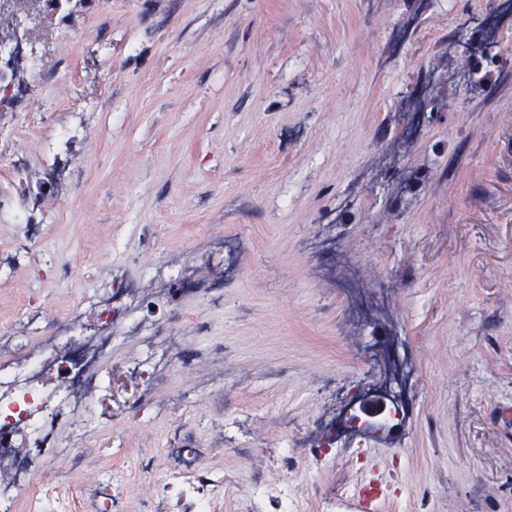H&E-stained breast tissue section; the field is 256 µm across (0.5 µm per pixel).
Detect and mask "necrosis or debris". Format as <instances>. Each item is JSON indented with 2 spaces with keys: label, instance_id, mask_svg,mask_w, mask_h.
Returning a JSON list of instances; mask_svg holds the SVG:
<instances>
[{
  "label": "necrosis or debris",
  "instance_id": "4bbe7bcc",
  "mask_svg": "<svg viewBox=\"0 0 512 512\" xmlns=\"http://www.w3.org/2000/svg\"><path fill=\"white\" fill-rule=\"evenodd\" d=\"M183 264L182 253H165L136 284L111 273L63 316L10 330L0 348V460L10 462L0 473V512H14L23 497L38 512L36 490L65 481L80 464V457L62 452L59 436L106 392L114 329L146 331L165 343L159 358H133L130 372L140 380V393L129 415L140 419L171 408L184 345L174 298L213 286L185 279ZM155 486L163 496L188 491L195 512H212L224 489L220 477L202 466L168 473Z\"/></svg>",
  "mask_w": 512,
  "mask_h": 512
}]
</instances>
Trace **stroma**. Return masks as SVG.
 Wrapping results in <instances>:
<instances>
[{"label": "stroma", "mask_w": 512, "mask_h": 512, "mask_svg": "<svg viewBox=\"0 0 512 512\" xmlns=\"http://www.w3.org/2000/svg\"><path fill=\"white\" fill-rule=\"evenodd\" d=\"M503 0H43L0 10L23 96L0 109V318L56 316L110 271L181 250L215 276L209 239L242 262L179 310L195 397L134 422L127 361L79 446L94 471L44 492L48 512H188L141 474L224 475L213 512L258 485L298 512H512V10ZM482 58L493 87L459 81ZM21 159V169L12 160ZM350 207L342 223L332 213ZM155 232L145 248L142 227ZM405 357L409 411L390 437L311 441L383 340ZM123 474L111 503L93 474ZM0 222L10 224H29V217L27 215L25 203L0 198Z\"/></svg>", "instance_id": "1"}]
</instances>
